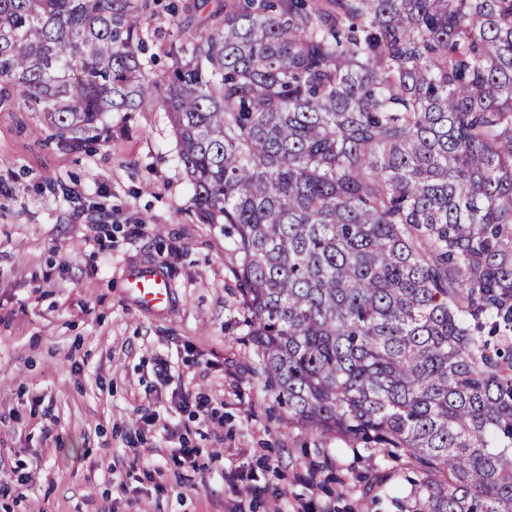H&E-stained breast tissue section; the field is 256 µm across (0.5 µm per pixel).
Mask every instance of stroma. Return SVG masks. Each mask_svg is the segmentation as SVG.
Listing matches in <instances>:
<instances>
[{
  "label": "stroma",
  "mask_w": 512,
  "mask_h": 512,
  "mask_svg": "<svg viewBox=\"0 0 512 512\" xmlns=\"http://www.w3.org/2000/svg\"><path fill=\"white\" fill-rule=\"evenodd\" d=\"M104 122L64 155L34 113L0 112V512H411L409 457L288 425L166 113ZM143 264L173 281L165 311L119 288Z\"/></svg>",
  "instance_id": "stroma-1"
}]
</instances>
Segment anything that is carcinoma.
<instances>
[{"label": "carcinoma", "mask_w": 512, "mask_h": 512, "mask_svg": "<svg viewBox=\"0 0 512 512\" xmlns=\"http://www.w3.org/2000/svg\"><path fill=\"white\" fill-rule=\"evenodd\" d=\"M0 0V112L66 154L166 112L288 424L409 456L411 512H512V0ZM194 0H161L155 2L156 4L151 5V9L159 11L165 16L163 20L154 21V26H161L164 32L172 31L171 36L162 35L149 47L148 55L155 54L156 62L154 70L160 74L169 63V58L166 55V48L168 46L169 39H173L179 31L182 37H190L196 35L204 28L202 17L193 8ZM173 3L177 8L175 13H169L164 10V6ZM173 14V18L176 20L177 26L174 28L168 27V21L166 18H170Z\"/></svg>", "instance_id": "obj_1"}]
</instances>
